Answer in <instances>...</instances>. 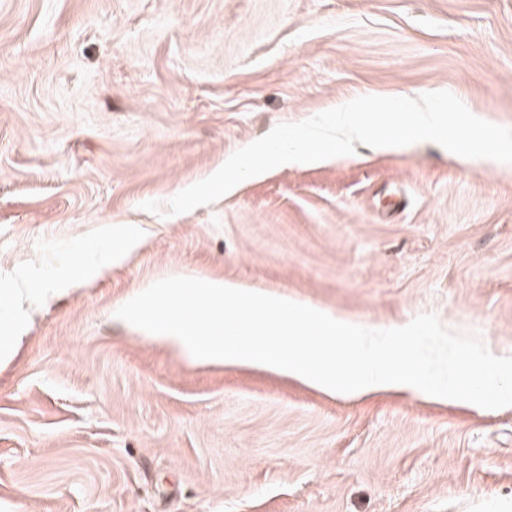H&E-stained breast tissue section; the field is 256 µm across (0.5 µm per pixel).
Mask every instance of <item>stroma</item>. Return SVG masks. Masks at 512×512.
Returning <instances> with one entry per match:
<instances>
[{
	"mask_svg": "<svg viewBox=\"0 0 512 512\" xmlns=\"http://www.w3.org/2000/svg\"><path fill=\"white\" fill-rule=\"evenodd\" d=\"M447 90L512 127V0H0V512H512V406L331 395L115 316L169 276L512 355V167L423 141L143 210L280 123ZM104 275L60 290L85 257Z\"/></svg>",
	"mask_w": 512,
	"mask_h": 512,
	"instance_id": "1",
	"label": "stroma"
}]
</instances>
